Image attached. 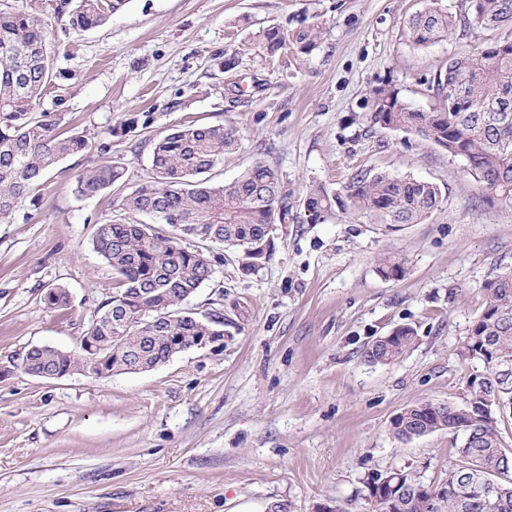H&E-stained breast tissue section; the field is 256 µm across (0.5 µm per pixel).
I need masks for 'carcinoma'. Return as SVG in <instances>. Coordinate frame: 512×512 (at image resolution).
Instances as JSON below:
<instances>
[{
    "instance_id": "obj_1",
    "label": "carcinoma",
    "mask_w": 512,
    "mask_h": 512,
    "mask_svg": "<svg viewBox=\"0 0 512 512\" xmlns=\"http://www.w3.org/2000/svg\"><path fill=\"white\" fill-rule=\"evenodd\" d=\"M129 0H76L71 26L84 31L104 24ZM406 36L418 46L446 39L456 31L481 29L490 38L466 53L453 55L435 74L437 87H448L446 106L413 107L388 81L374 85L365 98L370 127L414 132L463 158L483 189L512 205V0H468L458 14L441 0L405 21ZM320 31L277 25L262 34L261 49L273 57L285 50L310 55L318 48ZM46 28L25 10L0 9V221H7L19 201L29 197L45 175L64 159L90 149L79 134L59 132L60 119L32 112L51 84ZM240 143L231 128L181 125L160 133L152 148L151 173L121 200L129 214L123 223L96 225L93 250L111 268L118 287L101 301L99 315L75 351L49 346L29 349L19 368L44 377L84 370L88 346L104 357L105 370L131 363L137 347L147 349L149 362L159 364L175 349L194 345L224 324V314L202 316L183 307L214 274L203 252L188 250L181 240L196 238L228 251L242 250L259 261L268 256L272 232L288 223V189L277 168L257 162L224 185L214 186L201 175L224 162ZM125 164L106 158L80 173L74 191L89 198L122 180ZM441 190L429 181L387 172L359 173L346 186V199L322 185L310 186L303 198L307 221L319 224L334 205L344 201L354 213L375 224H420L441 208ZM146 215L153 224H168L164 235L135 219ZM385 278L404 275L403 258L388 253L378 259ZM483 307L459 344L463 358L486 365L487 375L467 381L465 406L422 401L404 408L391 421L399 439L411 440L446 430L460 439L448 478L439 487L423 484L403 471L373 472L364 481L365 512H512V450L502 446L496 420L486 405L512 414V270L481 286ZM45 302L69 307L66 289H46ZM409 326L392 337L378 338L364 351L367 361L394 362L415 343ZM387 482L385 494L378 485Z\"/></svg>"
}]
</instances>
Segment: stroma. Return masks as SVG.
Masks as SVG:
<instances>
[{"label":"stroma","mask_w":512,"mask_h":512,"mask_svg":"<svg viewBox=\"0 0 512 512\" xmlns=\"http://www.w3.org/2000/svg\"><path fill=\"white\" fill-rule=\"evenodd\" d=\"M0 5L32 7L45 24L53 81L39 109L91 145L0 224V512H362L370 472L443 484L453 436L402 441L390 423L421 401L464 405L468 379L483 373L458 346L481 285L512 269V206L434 142L369 127L363 103L385 80L414 107H437V67L484 32L415 46L403 25L425 0H129L85 31L65 0ZM270 25L318 26L319 47L264 56ZM188 122L233 128L241 142L210 184L266 162L295 216L255 266L184 240L216 260L187 306L223 308V348L101 378L24 374L31 347L78 348L115 286L94 228L123 218L119 201L148 178L154 139ZM105 145L126 165L123 184L77 197L76 176ZM370 170L436 183L441 211L387 226L336 207L307 223L310 185L340 194ZM387 252L404 258L403 278L378 273ZM51 285L69 290L68 310L45 303ZM404 325L417 340L402 358L365 361L367 344Z\"/></svg>","instance_id":"35a3bbf8"}]
</instances>
